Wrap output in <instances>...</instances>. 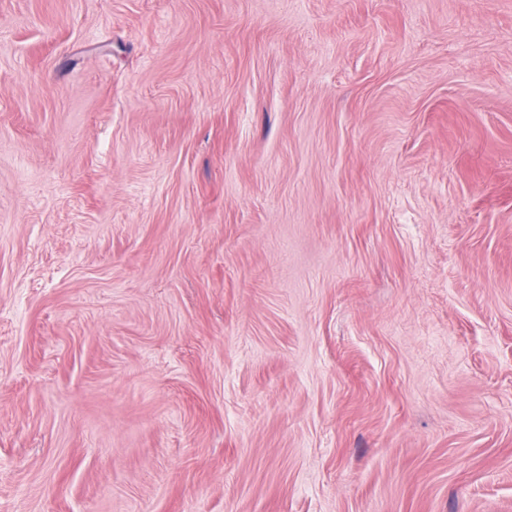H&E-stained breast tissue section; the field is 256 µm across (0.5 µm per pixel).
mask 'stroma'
<instances>
[{"mask_svg": "<svg viewBox=\"0 0 512 512\" xmlns=\"http://www.w3.org/2000/svg\"><path fill=\"white\" fill-rule=\"evenodd\" d=\"M0 512H512V0H0Z\"/></svg>", "mask_w": 512, "mask_h": 512, "instance_id": "1", "label": "stroma"}]
</instances>
